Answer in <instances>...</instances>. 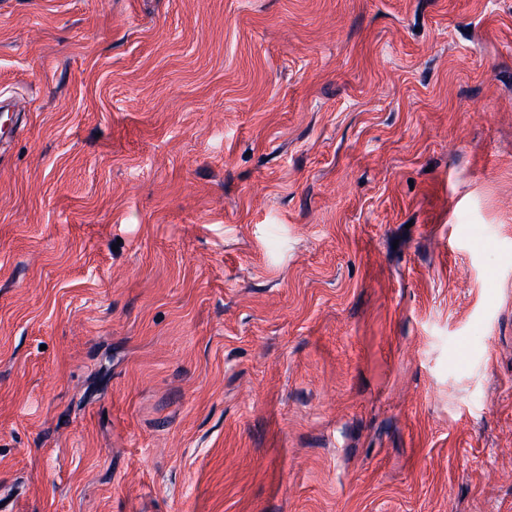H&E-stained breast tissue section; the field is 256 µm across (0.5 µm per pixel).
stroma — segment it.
<instances>
[{
  "mask_svg": "<svg viewBox=\"0 0 512 512\" xmlns=\"http://www.w3.org/2000/svg\"><path fill=\"white\" fill-rule=\"evenodd\" d=\"M0 512H512V0H0Z\"/></svg>",
  "mask_w": 512,
  "mask_h": 512,
  "instance_id": "obj_1",
  "label": "stroma"
}]
</instances>
